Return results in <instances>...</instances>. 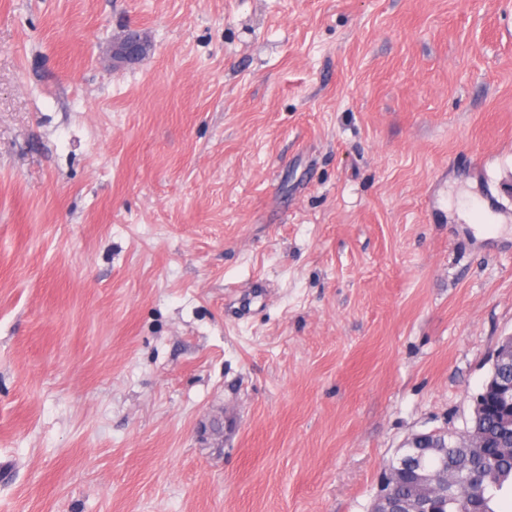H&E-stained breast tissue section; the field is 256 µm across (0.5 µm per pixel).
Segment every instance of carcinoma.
Listing matches in <instances>:
<instances>
[{"mask_svg": "<svg viewBox=\"0 0 512 512\" xmlns=\"http://www.w3.org/2000/svg\"><path fill=\"white\" fill-rule=\"evenodd\" d=\"M512 419L495 408L472 417L448 447V469L457 483L439 491L431 512H503V499L512 494Z\"/></svg>", "mask_w": 512, "mask_h": 512, "instance_id": "carcinoma-1", "label": "carcinoma"}]
</instances>
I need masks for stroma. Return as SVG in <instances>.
Returning <instances> with one entry per match:
<instances>
[{
  "mask_svg": "<svg viewBox=\"0 0 512 512\" xmlns=\"http://www.w3.org/2000/svg\"><path fill=\"white\" fill-rule=\"evenodd\" d=\"M511 333L512 0H0V512H368Z\"/></svg>",
  "mask_w": 512,
  "mask_h": 512,
  "instance_id": "stroma-1",
  "label": "stroma"
}]
</instances>
